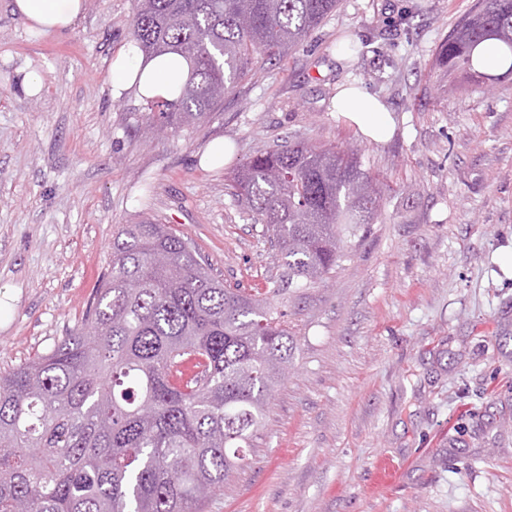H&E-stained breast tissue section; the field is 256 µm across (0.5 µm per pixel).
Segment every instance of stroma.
<instances>
[{
  "mask_svg": "<svg viewBox=\"0 0 512 512\" xmlns=\"http://www.w3.org/2000/svg\"><path fill=\"white\" fill-rule=\"evenodd\" d=\"M0 0V372L50 350L85 314L112 235L151 219L191 240L225 283L281 269L230 172L295 137L361 150L383 184L376 223L322 282L290 298L292 366L243 468L206 512H512V76L441 92L432 53L473 0H341L258 63L201 126L159 133L109 64L133 0H85L44 33ZM367 41L361 56L340 51ZM43 88L27 95L31 76ZM352 82L393 113L368 141L330 108ZM216 138L232 157L204 169ZM397 468L380 481L379 459Z\"/></svg>",
  "mask_w": 512,
  "mask_h": 512,
  "instance_id": "stroma-1",
  "label": "stroma"
}]
</instances>
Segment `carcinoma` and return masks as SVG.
I'll return each mask as SVG.
<instances>
[{
	"instance_id": "carcinoma-1",
	"label": "carcinoma",
	"mask_w": 512,
	"mask_h": 512,
	"mask_svg": "<svg viewBox=\"0 0 512 512\" xmlns=\"http://www.w3.org/2000/svg\"><path fill=\"white\" fill-rule=\"evenodd\" d=\"M338 5L134 0L131 40L189 63L176 99H145L144 118L175 131L207 120L259 60ZM488 39L512 72V0H475L432 54L438 86L495 82L478 50ZM232 186L294 293L331 273L381 197L358 150L305 142L257 152ZM281 292L225 286L164 224L122 225L80 325L0 373V512H204L245 463L288 370Z\"/></svg>"
}]
</instances>
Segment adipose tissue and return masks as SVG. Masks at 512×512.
<instances>
[{"label":"adipose tissue","mask_w":512,"mask_h":512,"mask_svg":"<svg viewBox=\"0 0 512 512\" xmlns=\"http://www.w3.org/2000/svg\"><path fill=\"white\" fill-rule=\"evenodd\" d=\"M13 11L27 25L51 33L73 26L84 12V0H14ZM186 61L175 54L145 58L128 43L112 56L109 76L113 96L129 90L146 97H171L185 79ZM336 109L374 142L389 136L393 118L386 106L360 87L341 88L336 96Z\"/></svg>","instance_id":"ef3b65f1"}]
</instances>
